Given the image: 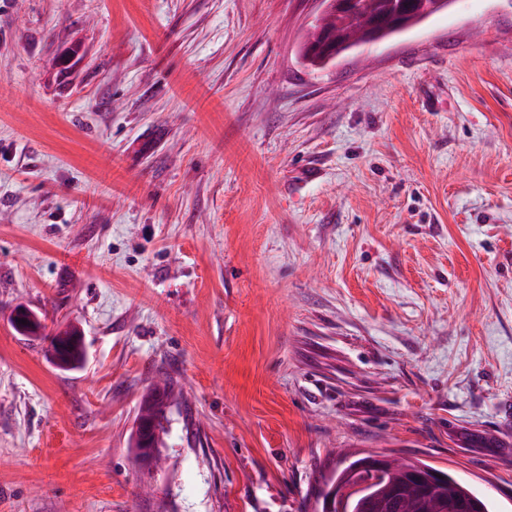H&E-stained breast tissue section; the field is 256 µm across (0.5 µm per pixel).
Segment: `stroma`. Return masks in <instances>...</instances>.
Listing matches in <instances>:
<instances>
[{"instance_id": "stroma-1", "label": "stroma", "mask_w": 512, "mask_h": 512, "mask_svg": "<svg viewBox=\"0 0 512 512\" xmlns=\"http://www.w3.org/2000/svg\"><path fill=\"white\" fill-rule=\"evenodd\" d=\"M318 10L0 0V512H315L357 452L512 512V0L313 69ZM151 410L144 414V417L138 422V432L136 443L138 448L139 464L142 470L149 472L155 469V460L157 447L155 441V431L158 423L161 421L164 402L155 394L149 401ZM402 466H406L413 469H426L432 470L442 476L445 477L444 484L446 485L445 491L448 492V498H464L468 499L470 496H474L477 498L479 503L481 504L482 510L474 511V512H491V506L489 501L473 492L469 486L458 481L449 471L442 470L437 468L425 461L416 459L412 461H407L402 463Z\"/></svg>"}]
</instances>
